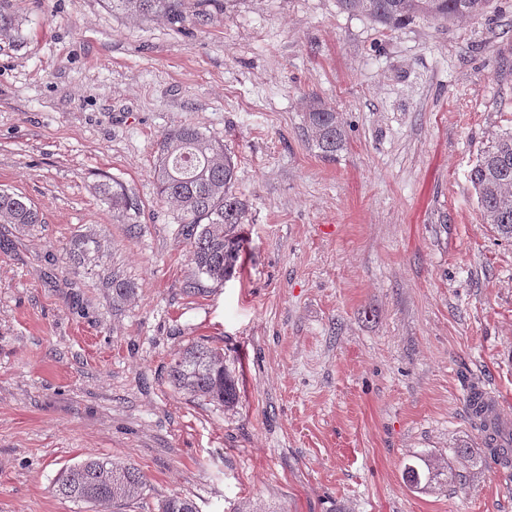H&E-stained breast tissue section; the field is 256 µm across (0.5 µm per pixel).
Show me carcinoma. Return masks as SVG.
<instances>
[{
	"mask_svg": "<svg viewBox=\"0 0 512 512\" xmlns=\"http://www.w3.org/2000/svg\"><path fill=\"white\" fill-rule=\"evenodd\" d=\"M182 0H112V7L132 17L163 15L182 23ZM340 7L365 15L385 30L426 17L441 23L481 14L490 0H338ZM309 140L321 157L333 159L347 141L340 113L321 103H310L305 113ZM153 176L160 197L177 203L186 225L189 257L198 273L222 283L234 276L245 246L241 225L249 223V204L236 191V163L224 143L192 126L161 132ZM482 221L503 240H512V131L495 136L479 154L469 175ZM99 192L112 211L127 215L138 209V200L119 182H102ZM40 223L38 211L20 194L0 189V224L20 228ZM134 295V288L112 276V303L119 305ZM169 379L190 395L226 407L235 404L234 379L224 367V352L206 344H193L178 353L169 368ZM497 443L489 444L499 465H512V437L496 430ZM413 491L448 488V460L429 451L415 453L402 473ZM147 480L136 467L119 461L87 458L60 470L55 494L67 501L92 507H112L144 496ZM159 512H198L195 502L172 495Z\"/></svg>",
	"mask_w": 512,
	"mask_h": 512,
	"instance_id": "carcinoma-1",
	"label": "carcinoma"
}]
</instances>
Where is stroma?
Segmentation results:
<instances>
[{
    "label": "stroma",
    "mask_w": 512,
    "mask_h": 512,
    "mask_svg": "<svg viewBox=\"0 0 512 512\" xmlns=\"http://www.w3.org/2000/svg\"><path fill=\"white\" fill-rule=\"evenodd\" d=\"M0 38V188L42 222L0 224V512H91L59 470L117 458L147 477L123 512H512V467L467 410L512 432V245L469 173L512 127V0L389 31L336 0H184L190 19L106 0H11ZM347 143L318 155L310 101ZM223 140L250 206L230 280L198 274L157 196L159 134ZM126 186L136 213L97 192ZM89 239L84 259L76 239ZM134 295L112 304V278ZM224 351L233 408L174 388L185 346ZM429 450L444 490L403 483Z\"/></svg>",
    "instance_id": "obj_1"
}]
</instances>
